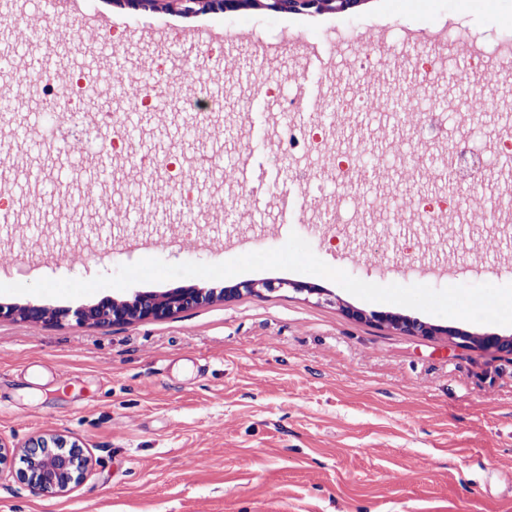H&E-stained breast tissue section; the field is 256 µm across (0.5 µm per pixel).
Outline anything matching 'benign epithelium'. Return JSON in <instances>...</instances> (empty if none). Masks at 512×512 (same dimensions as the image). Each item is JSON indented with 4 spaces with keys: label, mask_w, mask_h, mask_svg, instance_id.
<instances>
[{
    "label": "benign epithelium",
    "mask_w": 512,
    "mask_h": 512,
    "mask_svg": "<svg viewBox=\"0 0 512 512\" xmlns=\"http://www.w3.org/2000/svg\"><path fill=\"white\" fill-rule=\"evenodd\" d=\"M363 0H261L263 8L274 14L332 13L353 10ZM132 10L152 9L176 15H198L236 12L243 0H114ZM293 290L297 293L322 295L326 289L315 284L287 279L244 281L233 286L205 288L189 286L162 293L141 292L131 298L106 296L99 302L71 310L53 309V317L45 315V307L0 304V318H19L30 323L60 324L70 318L89 325H128L149 320L172 318L180 313L208 306L217 300L229 301L246 295H261ZM350 319L401 331L406 336L432 337L446 335L460 340L464 347L492 348L512 356V336H478L451 327H441L408 316L389 312L370 314L351 305H342ZM93 455L81 440L54 431L31 437L24 445L15 446L0 437V474L7 471L33 492L48 496H64L78 487L93 469Z\"/></svg>",
    "instance_id": "benign-epithelium-1"
}]
</instances>
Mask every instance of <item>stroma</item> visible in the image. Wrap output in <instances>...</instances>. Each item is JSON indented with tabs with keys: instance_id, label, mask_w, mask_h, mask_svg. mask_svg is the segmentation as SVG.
<instances>
[{
	"instance_id": "1",
	"label": "stroma",
	"mask_w": 512,
	"mask_h": 512,
	"mask_svg": "<svg viewBox=\"0 0 512 512\" xmlns=\"http://www.w3.org/2000/svg\"><path fill=\"white\" fill-rule=\"evenodd\" d=\"M103 9L116 16L107 34L88 33L75 50L72 29L81 15ZM29 26L46 24L50 45L28 50L7 41L24 87L11 88L25 125L46 128L40 76L64 81L75 70L101 69L96 106L121 110L126 127L143 130L135 154L173 153L211 158L224 185L241 189L234 201L210 194V182L184 173L209 194L207 221L187 223L172 185L129 163L121 187L112 185V157L100 146L0 131V193L14 221L0 235V283L42 278L90 280L141 260L120 250L126 237L166 239L246 234L245 247L218 250L166 247L157 257L179 264H217L243 253L282 247L290 233L309 242L317 257L362 281L422 283V264L450 263L455 284H512V234L492 211L512 186V162L497 157L476 185L459 184L423 169L404 173L393 164L398 149L423 153L414 128L388 120L389 87L412 86L416 57L381 59L371 72L353 70L350 56L317 66H295L289 56L258 63L247 50L191 49L178 39L163 46L135 44L128 27L179 15L129 10L111 0H82L74 11L52 13L26 0ZM199 22L246 23L265 39L320 38L324 45L353 27L362 37L351 54L371 50V32L405 29L429 35L441 25L466 28L487 45L512 34V0H367L356 12L274 15L259 8L210 13ZM137 61L142 78L127 79V95L113 97L112 55ZM166 56L161 80L151 71ZM285 78L298 110L293 124L315 123L327 90L347 96L369 88L372 107L348 112L328 142L331 151H365L373 180L347 187L366 205L377 193L413 187L415 194L459 201L461 224H409L404 209L386 223L360 217L353 224L308 231L307 200L277 160L275 106L261 90L266 76ZM144 94L160 105L144 111ZM216 96L224 120H243L236 136L203 113L184 111L187 99ZM497 92L473 85L472 101L487 141L504 118ZM441 240L432 254L426 238ZM250 280L305 281L328 298L280 291L244 295L161 321L92 326L68 321L31 324L0 319V435L15 445L52 430L80 439L93 452L86 480L65 496L32 493L10 474L0 475V512H512V356L465 349L444 336H403L346 317L340 303L365 312L398 313L480 336H512V326L477 324L396 304L364 301L315 275L262 270Z\"/></svg>"
}]
</instances>
